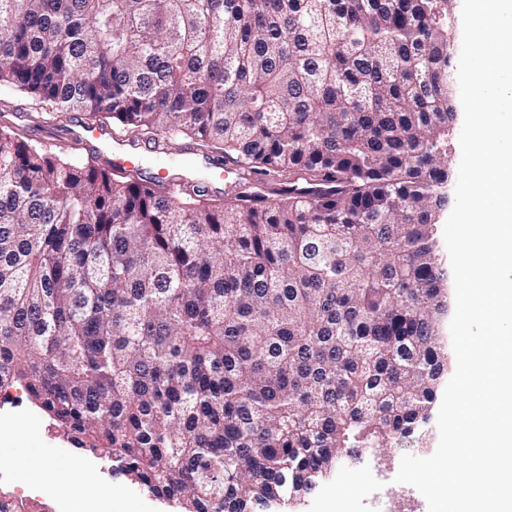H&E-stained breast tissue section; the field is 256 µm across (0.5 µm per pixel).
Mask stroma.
I'll list each match as a JSON object with an SVG mask.
<instances>
[{
    "mask_svg": "<svg viewBox=\"0 0 512 512\" xmlns=\"http://www.w3.org/2000/svg\"><path fill=\"white\" fill-rule=\"evenodd\" d=\"M44 108L39 99L0 87V127L18 129L24 139L42 145L47 134H54L53 151H71L76 157L97 155L96 147L73 149L68 133L87 121L85 113L69 112L61 121L46 123L39 114ZM155 150L137 146L135 168L141 179H153L158 170H166L168 178L181 182L183 191L199 188L211 196H232L240 187L235 175L225 173L221 157L200 149L187 136L168 138L157 136ZM425 439L410 438L388 448H371L359 461H340L331 476L312 493L302 512H330L332 506H342L344 512H428V504L414 487L397 483L395 476L404 454L431 456L437 449L439 432L436 423H429ZM35 448L47 460L61 463L64 457L103 458V451L82 453L65 439L48 419L33 407L23 415L0 413V464L8 463L2 447ZM112 512H173L165 502L139 492L124 477L112 479Z\"/></svg>",
    "mask_w": 512,
    "mask_h": 512,
    "instance_id": "1",
    "label": "stroma"
}]
</instances>
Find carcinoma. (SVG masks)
Here are the masks:
<instances>
[{"mask_svg":"<svg viewBox=\"0 0 512 512\" xmlns=\"http://www.w3.org/2000/svg\"><path fill=\"white\" fill-rule=\"evenodd\" d=\"M452 0H0V86L191 135L171 195L0 128V385L180 512H272L421 431L448 354Z\"/></svg>","mask_w":512,"mask_h":512,"instance_id":"1","label":"carcinoma"}]
</instances>
